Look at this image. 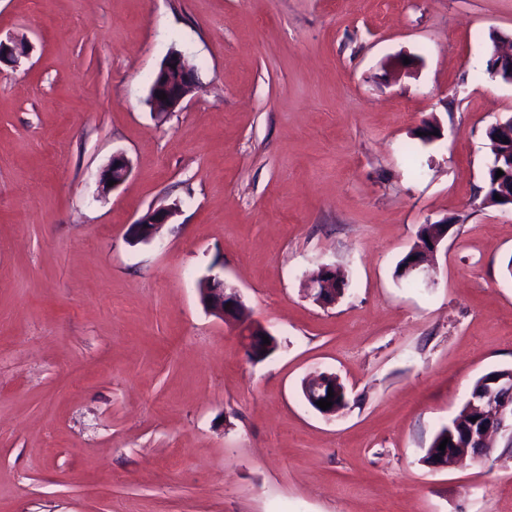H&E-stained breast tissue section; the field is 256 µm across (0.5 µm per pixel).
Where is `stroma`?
Instances as JSON below:
<instances>
[{"label":"stroma","instance_id":"obj_1","mask_svg":"<svg viewBox=\"0 0 512 512\" xmlns=\"http://www.w3.org/2000/svg\"><path fill=\"white\" fill-rule=\"evenodd\" d=\"M494 35L512 0H0V37L32 45L0 64V512H512L504 438L423 461L512 368V208L482 202L512 115ZM174 48L197 87L160 123ZM115 153L131 173L99 195ZM324 265L328 307L304 290ZM219 272L266 359L203 308ZM315 372L347 389L336 416L302 396ZM506 125L512 126V118L511 116L505 117L503 119L497 120L495 123H492L490 126L487 127V140L489 141V147L491 150H494L495 152V160L493 159V162L495 161V165L491 166L493 169L501 170L504 172V175L500 177L498 182H502L504 178H508L509 181L512 182V144L507 145V150L505 152H499L498 147H503L504 145L500 144L498 141V138L496 136L490 135L491 129L493 127H504ZM504 157L508 158V164L505 166L503 164ZM175 213L172 206H162L149 209L134 224V236L137 240L149 241L153 237L154 229L157 225L167 224ZM147 224V227H144ZM436 224L442 225L444 228V232L432 238L429 247L425 246L424 243L421 242L420 246L413 248L412 250L409 251L408 255L410 257L416 256V260L410 261L409 257L406 266L402 270L403 275L405 277L415 278L419 280L421 273L424 271L423 266L428 261L427 257L437 252L438 248L440 247V245L442 244V242L444 241L448 234V225H451L452 223L449 222L448 220H445ZM407 278H404L407 281V284L409 286H414V280ZM341 278L329 266H322L306 284L305 290L318 303L323 305L335 304L344 292ZM341 294L338 292H340Z\"/></svg>","mask_w":512,"mask_h":512}]
</instances>
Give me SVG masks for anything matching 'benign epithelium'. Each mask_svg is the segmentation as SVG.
I'll use <instances>...</instances> for the list:
<instances>
[{
  "label": "benign epithelium",
  "instance_id": "benign-epithelium-1",
  "mask_svg": "<svg viewBox=\"0 0 512 512\" xmlns=\"http://www.w3.org/2000/svg\"><path fill=\"white\" fill-rule=\"evenodd\" d=\"M27 56V43L19 38L0 39V62H16ZM492 75L512 84V54L495 51L490 57ZM195 83L194 69L189 66L185 56L178 50L171 51L164 60L162 70L156 72L150 88L149 100L155 116L162 120L169 113L182 107L184 100L191 92ZM167 98L159 99L160 93ZM490 149L495 151L494 168L504 172V176L512 181V144L504 152L498 151V138L487 135ZM131 172L130 160L122 153L112 155L108 163L98 175V189L106 194L121 185ZM115 184L108 186V181ZM175 213L172 206H162L148 210L134 224V236L141 241H149L153 237L156 226L166 224ZM447 233H442L431 239L430 245H420L409 251V256L416 260L407 261L403 275L407 278H420L427 263V257L436 253ZM207 287L199 289L201 303L212 315L227 324L237 328L241 336L245 353L254 360L266 352L270 345L264 343L263 337H272L264 327L254 323L247 316V311L235 289L226 286L224 279L211 275L205 279ZM342 282L336 271L329 266H323L306 284L305 290L318 303L330 305L340 298ZM303 396L307 403L324 416L337 414L336 396L346 394L340 387V380L332 373L314 375L302 384ZM334 392V397H328V392ZM512 394V370L492 373L484 378L481 389L470 394L465 405L468 411L481 415L486 420L479 433H472L473 446H448L443 450L434 451L427 466L434 470L448 467V463L468 458L473 462H485L492 458L494 452L493 439L501 433L512 436V398L502 397L503 392ZM330 398L333 406L324 410L317 401Z\"/></svg>",
  "mask_w": 512,
  "mask_h": 512
}]
</instances>
